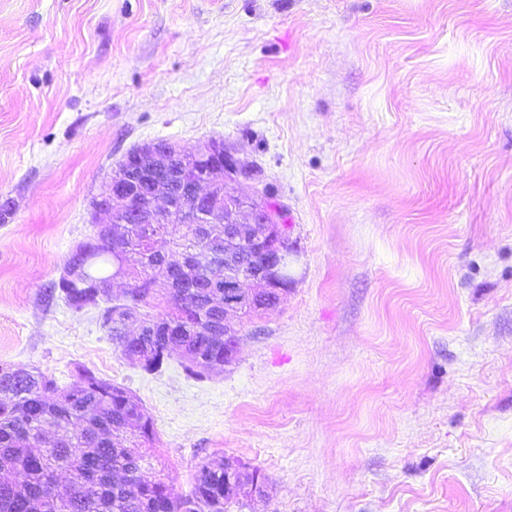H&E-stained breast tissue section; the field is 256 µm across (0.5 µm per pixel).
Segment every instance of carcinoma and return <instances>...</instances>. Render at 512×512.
Here are the masks:
<instances>
[{
	"label": "carcinoma",
	"mask_w": 512,
	"mask_h": 512,
	"mask_svg": "<svg viewBox=\"0 0 512 512\" xmlns=\"http://www.w3.org/2000/svg\"><path fill=\"white\" fill-rule=\"evenodd\" d=\"M178 235L162 239L170 248L192 242V225L176 218ZM72 254L53 287L66 304L80 311L105 301L112 305L102 315L112 342L121 353L149 350L144 364L159 370L173 350L207 368L224 367V310L220 304L196 295L164 298L166 310L149 318L171 325L176 335L147 326L129 337L124 319L132 306L145 307L161 295L155 286L166 274L163 264L149 266L131 298H110L94 287L104 278L100 266L111 262L112 242L90 236ZM51 427L60 440L36 451L34 444ZM156 439L152 417L129 392L88 370L78 381L60 387L35 367L12 369L0 365V512H225L224 464H199L191 493H174L163 477L143 478L144 467L154 466Z\"/></svg>",
	"instance_id": "cac0c4a2"
}]
</instances>
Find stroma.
Returning <instances> with one entry per match:
<instances>
[{"mask_svg": "<svg viewBox=\"0 0 512 512\" xmlns=\"http://www.w3.org/2000/svg\"><path fill=\"white\" fill-rule=\"evenodd\" d=\"M223 140L300 253L238 354L146 371L51 292L124 156ZM79 369L233 512H512V0H0V364Z\"/></svg>", "mask_w": 512, "mask_h": 512, "instance_id": "35a3bbf8", "label": "stroma"}]
</instances>
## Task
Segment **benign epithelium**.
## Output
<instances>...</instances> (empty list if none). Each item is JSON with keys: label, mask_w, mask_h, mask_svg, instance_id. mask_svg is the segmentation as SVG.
<instances>
[{"label": "benign epithelium", "mask_w": 512, "mask_h": 512, "mask_svg": "<svg viewBox=\"0 0 512 512\" xmlns=\"http://www.w3.org/2000/svg\"><path fill=\"white\" fill-rule=\"evenodd\" d=\"M190 186V194L171 191L174 178ZM250 180L260 185L249 197L239 195L233 184ZM224 212V245L210 234L215 215ZM196 225L195 244L176 247L166 253L155 248L154 225L169 224L175 217ZM287 210L268 206L262 174L240 165L222 142H201L186 147L174 142L144 144L123 159L104 184L93 206V223L143 225V246L134 253L118 239L113 251L120 274L127 271L131 256L143 264L158 257L167 266L164 286L169 291L190 286L199 266L224 269V283L208 279V289L224 287V314L243 315L251 308H263L265 299L280 300L292 282L290 266L293 249ZM251 253V262H239V247ZM251 289H239L240 285ZM237 352L236 327L224 320V364H231Z\"/></svg>", "instance_id": "benign-epithelium-1"}]
</instances>
